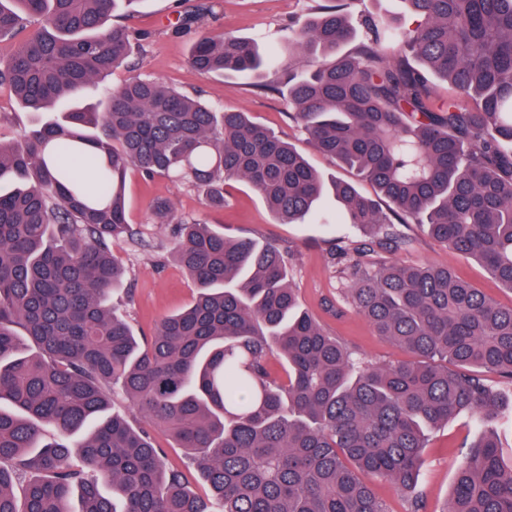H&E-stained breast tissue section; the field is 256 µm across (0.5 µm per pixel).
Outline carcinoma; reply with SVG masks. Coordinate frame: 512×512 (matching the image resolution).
Wrapping results in <instances>:
<instances>
[{"instance_id":"obj_1","label":"carcinoma","mask_w":512,"mask_h":512,"mask_svg":"<svg viewBox=\"0 0 512 512\" xmlns=\"http://www.w3.org/2000/svg\"><path fill=\"white\" fill-rule=\"evenodd\" d=\"M123 0H0V89L39 123L0 142V512H387L386 478L416 492L428 433L468 412L484 427L446 512H512L503 409L482 374L512 377V306L446 266L382 259L421 225L512 290V0H402L413 29L341 4L288 28V56L204 33L203 73L277 75L309 142L370 183L324 178L246 112L218 110L157 79L88 90L143 49L110 20ZM450 85L432 94V77ZM188 177L224 207V182L256 190L282 224L318 217L330 192L361 231L336 246L344 301L411 360L374 366L299 304L285 257L253 238L178 222L197 288L139 338L111 291L137 236L130 169ZM121 393L170 436L211 495L187 489L145 428L111 411ZM80 464H74L73 449ZM112 486V496L101 485Z\"/></svg>"}]
</instances>
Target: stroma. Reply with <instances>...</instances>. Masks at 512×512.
Returning <instances> with one entry per match:
<instances>
[{
  "instance_id": "1",
  "label": "stroma",
  "mask_w": 512,
  "mask_h": 512,
  "mask_svg": "<svg viewBox=\"0 0 512 512\" xmlns=\"http://www.w3.org/2000/svg\"><path fill=\"white\" fill-rule=\"evenodd\" d=\"M196 2L139 0L133 8L117 10L115 22L146 32L145 53L137 66L114 70L103 84L91 90V97L104 100L109 90L136 76L156 78L180 92L200 94L215 106L250 113L292 143L325 179H351L349 170L307 141L284 96L254 89L251 77L227 80L199 72L189 63L193 42L205 32L230 30L256 41L265 52L283 53L288 24L313 16L320 6L333 4L334 0H214L212 13L203 21L188 27L178 25V16L192 10ZM125 194L128 221L142 242L125 243L118 250L126 269V290L117 302L137 335L151 336L164 316L183 308L195 296L193 282L176 261V222L200 220L223 229L227 237L268 241L288 252L291 280L303 307L365 362L384 366L406 360L405 352L376 336L363 317L341 302L342 284L336 277L332 253L349 230L336 221L332 195H325L321 201L323 222L281 224L263 198L239 180L225 182L226 204L220 210L208 208L204 196L188 182L166 175L148 177L135 168L128 173ZM158 200L171 203L175 223H156L152 206ZM403 231L411 244L390 252V259L450 266L461 279L502 306H512V291L491 278L473 259L430 238L418 225H404ZM479 432L474 419L463 414L433 433L423 453L417 484L426 512H445L464 453L462 444L474 440Z\"/></svg>"
}]
</instances>
